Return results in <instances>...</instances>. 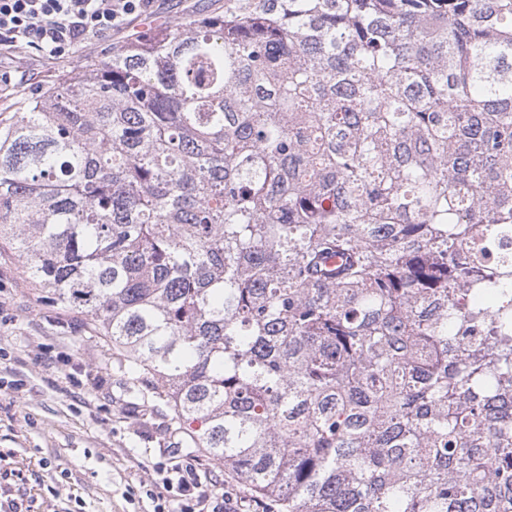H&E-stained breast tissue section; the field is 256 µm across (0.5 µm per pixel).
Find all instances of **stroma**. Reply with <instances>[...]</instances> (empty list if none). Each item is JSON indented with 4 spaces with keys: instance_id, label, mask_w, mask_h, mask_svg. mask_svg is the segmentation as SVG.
<instances>
[{
    "instance_id": "stroma-1",
    "label": "stroma",
    "mask_w": 512,
    "mask_h": 512,
    "mask_svg": "<svg viewBox=\"0 0 512 512\" xmlns=\"http://www.w3.org/2000/svg\"><path fill=\"white\" fill-rule=\"evenodd\" d=\"M224 0H154L158 23L173 25ZM131 16L111 37L83 44L75 56L0 60V71L24 73L27 84L0 86V116L21 111L33 89L61 72L111 54L143 33ZM20 389L0 390V450L27 478L20 493L34 512H152L147 495L177 452L165 405L146 410L140 385L124 379L108 347L93 338L89 319L50 306L21 272L8 248L0 249V377ZM51 468L39 465L40 459Z\"/></svg>"
}]
</instances>
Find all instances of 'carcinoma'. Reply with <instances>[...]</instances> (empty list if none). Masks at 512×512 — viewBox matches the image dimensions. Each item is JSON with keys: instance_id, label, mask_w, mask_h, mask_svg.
Instances as JSON below:
<instances>
[{"instance_id": "1", "label": "carcinoma", "mask_w": 512, "mask_h": 512, "mask_svg": "<svg viewBox=\"0 0 512 512\" xmlns=\"http://www.w3.org/2000/svg\"><path fill=\"white\" fill-rule=\"evenodd\" d=\"M0 243L286 512H512V0H224L0 119Z\"/></svg>"}]
</instances>
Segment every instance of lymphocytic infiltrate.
<instances>
[{
	"instance_id": "lymphocytic-infiltrate-1",
	"label": "lymphocytic infiltrate",
	"mask_w": 512,
	"mask_h": 512,
	"mask_svg": "<svg viewBox=\"0 0 512 512\" xmlns=\"http://www.w3.org/2000/svg\"><path fill=\"white\" fill-rule=\"evenodd\" d=\"M152 0H0V57L62 59L148 13ZM153 512H224L191 455H173Z\"/></svg>"
}]
</instances>
